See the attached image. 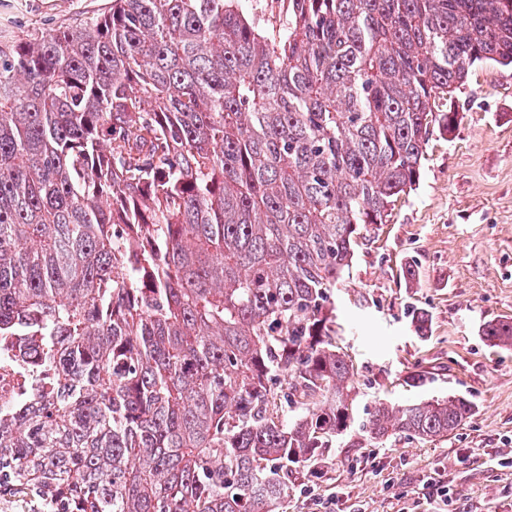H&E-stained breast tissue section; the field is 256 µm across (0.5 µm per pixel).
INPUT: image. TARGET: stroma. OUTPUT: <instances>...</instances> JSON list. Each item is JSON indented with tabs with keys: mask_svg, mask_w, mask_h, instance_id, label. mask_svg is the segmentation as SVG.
<instances>
[{
	"mask_svg": "<svg viewBox=\"0 0 512 512\" xmlns=\"http://www.w3.org/2000/svg\"><path fill=\"white\" fill-rule=\"evenodd\" d=\"M112 0H0V45L76 28ZM455 134L433 136L420 180L387 223L362 231L332 294L336 344L354 366V422L328 449L323 481L290 490L280 512H433L425 483L453 491L451 512H512V350L480 334L512 317V66L471 69ZM416 265L414 279L404 270ZM431 321L428 337L411 323ZM424 381L412 385V370ZM463 396L474 415L431 442L402 436L361 446L375 401L410 405Z\"/></svg>",
	"mask_w": 512,
	"mask_h": 512,
	"instance_id": "1",
	"label": "stroma"
}]
</instances>
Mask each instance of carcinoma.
I'll return each mask as SVG.
<instances>
[{"mask_svg": "<svg viewBox=\"0 0 512 512\" xmlns=\"http://www.w3.org/2000/svg\"><path fill=\"white\" fill-rule=\"evenodd\" d=\"M238 2L112 0L0 45V343L45 382L0 417L25 512H278L324 479L355 390L331 290L470 69L512 65V0ZM481 336L512 348V318ZM474 412L378 401L363 432Z\"/></svg>", "mask_w": 512, "mask_h": 512, "instance_id": "1", "label": "carcinoma"}]
</instances>
